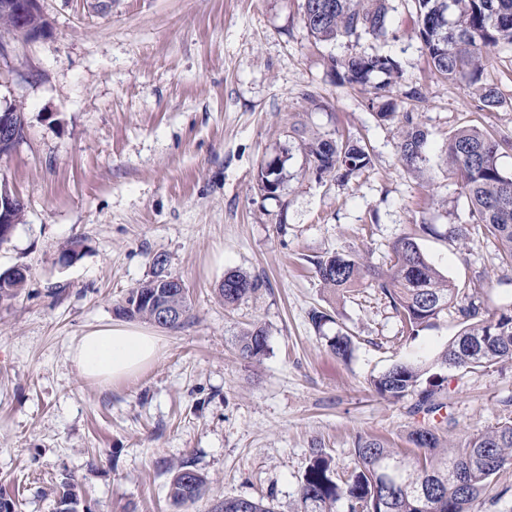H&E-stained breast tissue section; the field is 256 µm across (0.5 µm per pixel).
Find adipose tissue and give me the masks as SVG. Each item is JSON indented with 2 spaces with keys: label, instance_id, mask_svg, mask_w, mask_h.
<instances>
[{
  "label": "adipose tissue",
  "instance_id": "ef3b65f1",
  "mask_svg": "<svg viewBox=\"0 0 512 512\" xmlns=\"http://www.w3.org/2000/svg\"><path fill=\"white\" fill-rule=\"evenodd\" d=\"M163 350L160 336L150 329L112 322L86 331L70 359L83 377L108 383L140 373L158 361Z\"/></svg>",
  "mask_w": 512,
  "mask_h": 512
}]
</instances>
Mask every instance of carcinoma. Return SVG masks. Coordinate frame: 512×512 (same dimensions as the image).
Returning <instances> with one entry per match:
<instances>
[{"label":"carcinoma","instance_id":"cac0c4a2","mask_svg":"<svg viewBox=\"0 0 512 512\" xmlns=\"http://www.w3.org/2000/svg\"><path fill=\"white\" fill-rule=\"evenodd\" d=\"M303 0L306 27L320 42L356 41L363 34L375 38L386 34V0H325L327 8L316 13ZM418 34L424 43L433 71L450 82L463 81L478 92L486 108L502 103L499 91L481 83L491 52L501 44L512 45V0H414ZM331 70L342 83L365 85L372 76L402 77L398 62L387 54L352 52L330 59ZM377 116L398 119L401 140L398 150L408 169L418 171L425 161L428 131L411 112H397L389 99ZM512 146L476 127L462 128L448 137V173L458 181L469 208L472 223L480 224L500 244L502 259L512 262V174L501 169L502 151ZM309 162L322 174L347 180L371 164L370 153L358 141L339 139L334 134L316 137L305 144ZM390 267L380 271L361 258L332 253L313 260L316 275L331 292H349L368 285L388 299L409 336L437 325L452 310L461 318V329L436 359L441 368L472 371L512 360V311L491 313L474 301L463 303L462 289L446 279L427 259L416 238L403 235L390 246ZM161 274L133 288L122 308L124 315L155 321L154 305L164 300L181 312L180 328L190 310L187 292L161 287ZM28 270L15 267L0 274V302L10 301L26 287ZM262 282L239 270L224 274L217 294L226 307L237 305L256 293ZM315 329L323 334L331 352L351 356L353 336L343 327L333 335L324 327L335 319L314 310L310 314ZM242 358L258 360L267 353L268 331L255 324L240 335ZM428 368L411 361H398L385 372L369 379L372 390L385 398L416 397L412 413L440 417L451 425L447 409L448 378L424 380ZM418 450L414 458L377 438L358 439L353 448L354 467L344 480L337 478L331 460L315 453L307 466L299 490V512H335L338 503L347 512H471L473 503L491 484V477L512 465V420L494 429H477L466 443L441 450L437 427L421 425L409 435ZM466 472V481L457 484V468ZM207 478L186 461L174 469L169 487L173 504L200 498ZM211 512H275L271 504L245 497L216 502Z\"/></svg>","mask_w":512,"mask_h":512}]
</instances>
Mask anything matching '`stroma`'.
<instances>
[{"instance_id":"35a3bbf8","label":"stroma","mask_w":512,"mask_h":512,"mask_svg":"<svg viewBox=\"0 0 512 512\" xmlns=\"http://www.w3.org/2000/svg\"><path fill=\"white\" fill-rule=\"evenodd\" d=\"M390 6L386 36L355 44L316 42L302 0H40L39 37L0 38V108L22 106L26 118L24 140L0 157V184L24 203L0 273L29 269L22 293L0 305V492L15 512H56L66 476L91 512H210L233 497L297 512L313 452L343 475L358 439L408 449L421 421L412 398L380 397L368 381L398 361L434 362L457 315L408 338L379 292L333 295L312 261L337 252L384 269L392 242L411 234L467 297L512 308L498 242L474 224L465 239L441 236L468 223L449 135L476 126L512 137V49H495L483 74L504 103L483 108L465 83L431 72L412 0ZM355 50L391 55L404 82L423 86L422 102L397 100L429 132L422 172L401 161L373 86L331 73L330 57ZM334 131L372 158L344 182L318 177L303 149ZM276 157L282 183L267 195L258 172ZM423 223L438 235L420 234ZM73 242L80 256L62 264ZM158 254L185 283L189 319L157 328L165 354L135 378L85 379L72 346L122 320ZM231 269L262 286L228 309L216 289ZM315 309L335 311L352 334L351 360L328 349ZM257 323L269 349L251 362L237 338ZM448 391L446 447L512 417V361L453 372ZM184 461L207 484L177 506L170 468Z\"/></svg>"}]
</instances>
